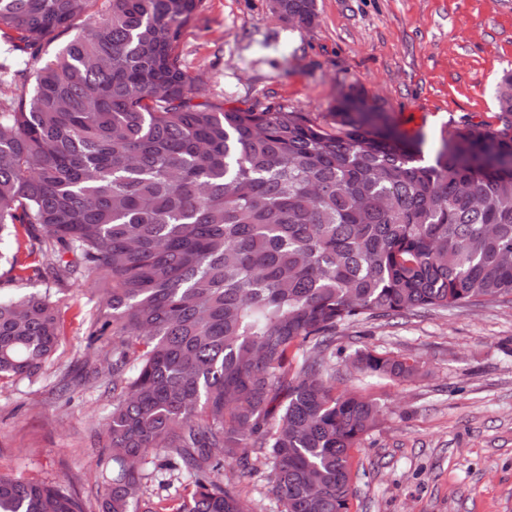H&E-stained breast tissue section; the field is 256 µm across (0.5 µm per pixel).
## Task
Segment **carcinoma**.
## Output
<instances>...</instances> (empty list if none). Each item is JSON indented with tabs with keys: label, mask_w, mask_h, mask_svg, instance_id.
Returning <instances> with one entry per match:
<instances>
[{
	"label": "carcinoma",
	"mask_w": 512,
	"mask_h": 512,
	"mask_svg": "<svg viewBox=\"0 0 512 512\" xmlns=\"http://www.w3.org/2000/svg\"><path fill=\"white\" fill-rule=\"evenodd\" d=\"M202 2L0 0V37L33 63L72 34L31 76L0 61V86H24L0 97V262L42 285L0 297V380L56 351L57 294L101 284L102 512H253L254 457L281 512H350L351 452L379 407L336 392V327L512 303V71L494 120L451 126L428 161L354 87L325 121L210 100L179 51ZM271 10L318 17L317 0ZM349 365L418 371L372 351ZM158 472L182 492L150 491ZM0 512L86 505L0 475Z\"/></svg>",
	"instance_id": "carcinoma-1"
}]
</instances>
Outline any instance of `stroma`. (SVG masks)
I'll return each instance as SVG.
<instances>
[{"label": "stroma", "mask_w": 512, "mask_h": 512, "mask_svg": "<svg viewBox=\"0 0 512 512\" xmlns=\"http://www.w3.org/2000/svg\"><path fill=\"white\" fill-rule=\"evenodd\" d=\"M308 29L275 19L271 0H203L183 31L187 69L228 106L325 115L357 88L433 157L450 120H490L512 69V0H317ZM61 342L42 372L0 382V474L77 483L98 512L94 451L112 397L79 381L96 362L93 284L60 293ZM336 388L374 400L376 426L352 452L350 512H512V305L498 302L336 330ZM403 355L405 380L361 375L355 351ZM75 382L71 399L62 382Z\"/></svg>", "instance_id": "obj_1"}]
</instances>
